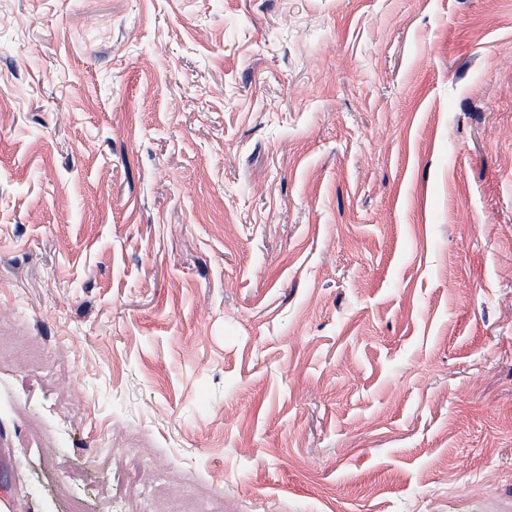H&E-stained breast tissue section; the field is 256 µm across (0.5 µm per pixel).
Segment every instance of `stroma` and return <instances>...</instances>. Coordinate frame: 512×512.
<instances>
[{
  "label": "stroma",
  "mask_w": 512,
  "mask_h": 512,
  "mask_svg": "<svg viewBox=\"0 0 512 512\" xmlns=\"http://www.w3.org/2000/svg\"><path fill=\"white\" fill-rule=\"evenodd\" d=\"M3 336L0 512H512V0H0Z\"/></svg>",
  "instance_id": "obj_1"
}]
</instances>
